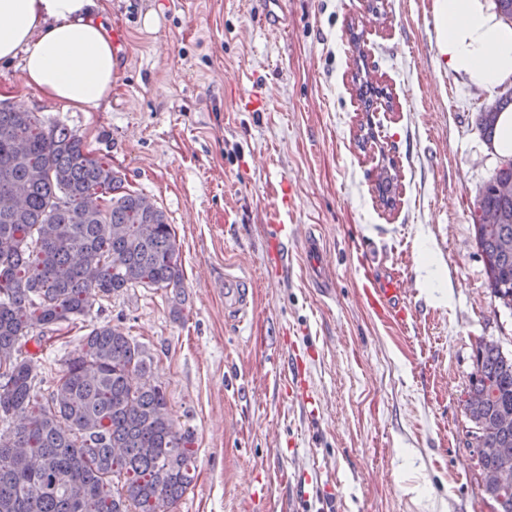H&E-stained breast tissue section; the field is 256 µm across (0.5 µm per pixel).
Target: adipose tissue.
<instances>
[{"label":"adipose tissue","mask_w":512,"mask_h":512,"mask_svg":"<svg viewBox=\"0 0 512 512\" xmlns=\"http://www.w3.org/2000/svg\"><path fill=\"white\" fill-rule=\"evenodd\" d=\"M438 54L466 87H512V23L494 0H435ZM21 60L25 84L79 110L109 102L118 80L98 0H0V64Z\"/></svg>","instance_id":"ef3b65f1"}]
</instances>
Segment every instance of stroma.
I'll use <instances>...</instances> for the list:
<instances>
[{
	"instance_id": "stroma-1",
	"label": "stroma",
	"mask_w": 512,
	"mask_h": 512,
	"mask_svg": "<svg viewBox=\"0 0 512 512\" xmlns=\"http://www.w3.org/2000/svg\"><path fill=\"white\" fill-rule=\"evenodd\" d=\"M382 4L375 20L366 0H279L275 30L266 0H103L119 80L91 112L44 100L20 62L0 67V106L74 131L176 234L181 316L171 290L132 288L24 346L56 372L93 323L144 346L195 438L196 479L173 512H492L461 398L479 342L512 354V310L469 218L499 163L476 126L495 95L441 66L434 0ZM360 61L393 97L377 151L355 143ZM386 158L401 176L390 211L373 192ZM308 230L325 244L326 294L303 263ZM366 249L376 281L407 280L404 321L367 304ZM228 273L253 289L247 323L224 307Z\"/></svg>"
}]
</instances>
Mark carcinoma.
<instances>
[{
	"label": "carcinoma",
	"instance_id": "obj_1",
	"mask_svg": "<svg viewBox=\"0 0 512 512\" xmlns=\"http://www.w3.org/2000/svg\"><path fill=\"white\" fill-rule=\"evenodd\" d=\"M501 181H512V158L474 202L502 221L473 230L488 288L512 309V196L494 191ZM182 283L176 235L150 198L65 126L0 108V512H171L195 477L194 437L145 381L143 346L94 324L45 395L44 366L21 340L128 288L178 297ZM474 358L467 446L493 512H512V494L489 482L512 466V356L482 341Z\"/></svg>",
	"mask_w": 512,
	"mask_h": 512
}]
</instances>
